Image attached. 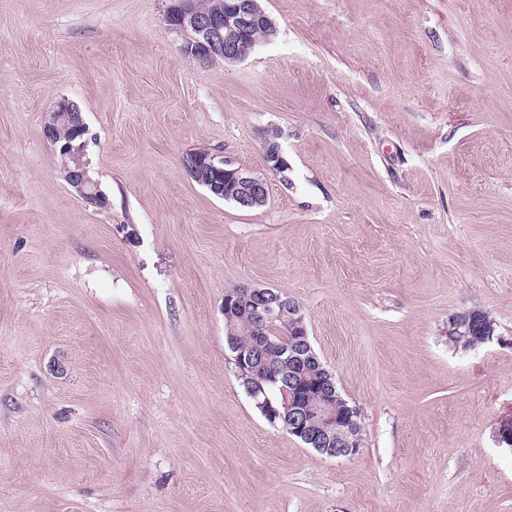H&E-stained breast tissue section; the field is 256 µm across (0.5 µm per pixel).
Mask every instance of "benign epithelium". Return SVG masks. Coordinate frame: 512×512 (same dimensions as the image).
Wrapping results in <instances>:
<instances>
[{"instance_id": "1", "label": "benign epithelium", "mask_w": 512, "mask_h": 512, "mask_svg": "<svg viewBox=\"0 0 512 512\" xmlns=\"http://www.w3.org/2000/svg\"><path fill=\"white\" fill-rule=\"evenodd\" d=\"M199 0H177L168 15L171 29L177 32L195 33L193 41L181 46V52L189 59L208 61L221 56L225 62L234 63L246 59L256 48L252 43L241 45L242 36L252 30L262 32V41L272 42L278 34L277 26L269 14L261 7L259 0H209V7L202 10ZM70 102L64 100L60 107L51 113L44 125V138L53 151L60 154L66 178L77 188L85 202L93 207H105L101 191L93 186L88 176L86 149L88 141L75 146L72 138L61 127L62 119L69 120V125L81 127L83 133L89 129L81 113L70 112ZM268 168L279 172L287 162L282 156L278 143L267 142L265 150ZM198 174L199 182L222 197L233 198L244 207H249L267 196V181L264 177L249 170L236 167L215 154H211L200 165H190ZM300 312V305L291 298L282 299L268 293L263 288L242 286L224 301V325L227 335H235L236 322L241 321L256 334L260 342L271 343L265 333L267 324L275 319L290 317ZM479 317L476 310L460 312L450 318L449 324L457 342L465 345L469 341L465 336L469 331H459L460 319ZM280 386L283 399L284 417L291 421L288 433L295 434L317 448L324 455L337 458L348 453L355 455L362 446V435L356 426L349 427L343 434L336 433V417L329 413L322 403L336 397L333 386L318 392L317 402L312 404L305 399L301 388L284 376Z\"/></svg>"}]
</instances>
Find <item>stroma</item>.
Instances as JSON below:
<instances>
[{"mask_svg": "<svg viewBox=\"0 0 512 512\" xmlns=\"http://www.w3.org/2000/svg\"><path fill=\"white\" fill-rule=\"evenodd\" d=\"M173 4L0 0V512H512V0H262L236 63L186 59ZM64 99L107 207L43 137ZM199 148L266 204L191 179ZM242 285L299 303L358 455L241 388ZM464 309L496 341L450 346ZM188 166L194 173L198 174L199 182L210 189L204 185L202 186L216 198L224 199L219 196L233 198L246 208H259L267 202V199H264V201L253 205L261 198L267 196L266 179L249 170L235 167L231 162L224 160L223 157H218L216 154L211 153L199 166L195 163H192V165L188 164ZM209 170H213L223 176V182H220L221 186H217V181L211 180L210 173H207Z\"/></svg>", "mask_w": 512, "mask_h": 512, "instance_id": "1", "label": "stroma"}]
</instances>
